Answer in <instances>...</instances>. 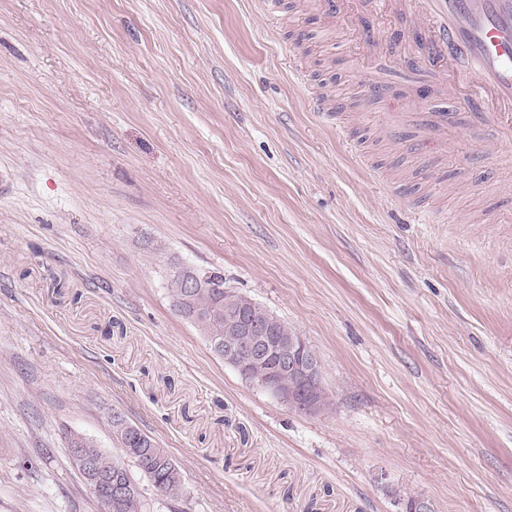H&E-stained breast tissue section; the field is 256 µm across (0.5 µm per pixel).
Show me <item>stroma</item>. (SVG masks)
Returning a JSON list of instances; mask_svg holds the SVG:
<instances>
[{"mask_svg": "<svg viewBox=\"0 0 512 512\" xmlns=\"http://www.w3.org/2000/svg\"><path fill=\"white\" fill-rule=\"evenodd\" d=\"M281 0H0V512H101L80 435L151 436L183 497L142 512H512V212L445 189L357 100L372 12ZM305 70L297 83L296 66ZM345 109L320 118L309 89ZM409 193L390 202L385 182ZM437 199L446 221L419 220ZM219 271L314 350L329 407L243 379L174 309Z\"/></svg>", "mask_w": 512, "mask_h": 512, "instance_id": "35a3bbf8", "label": "stroma"}]
</instances>
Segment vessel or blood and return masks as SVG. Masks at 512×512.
I'll use <instances>...</instances> for the list:
<instances>
[{
	"label": "vessel or blood",
	"mask_w": 512,
	"mask_h": 512,
	"mask_svg": "<svg viewBox=\"0 0 512 512\" xmlns=\"http://www.w3.org/2000/svg\"><path fill=\"white\" fill-rule=\"evenodd\" d=\"M373 11L418 24V66L435 74L422 91H448L454 102L450 112H412L398 98L387 130H410L419 148L459 130L498 159L512 144V0H373Z\"/></svg>",
	"instance_id": "1"
}]
</instances>
